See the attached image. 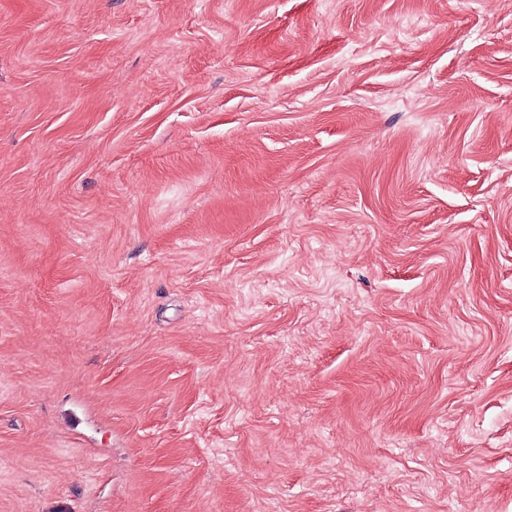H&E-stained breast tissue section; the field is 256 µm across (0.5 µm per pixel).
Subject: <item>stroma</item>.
Returning a JSON list of instances; mask_svg holds the SVG:
<instances>
[{
	"mask_svg": "<svg viewBox=\"0 0 512 512\" xmlns=\"http://www.w3.org/2000/svg\"><path fill=\"white\" fill-rule=\"evenodd\" d=\"M0 512H512V0H0Z\"/></svg>",
	"mask_w": 512,
	"mask_h": 512,
	"instance_id": "1",
	"label": "stroma"
}]
</instances>
